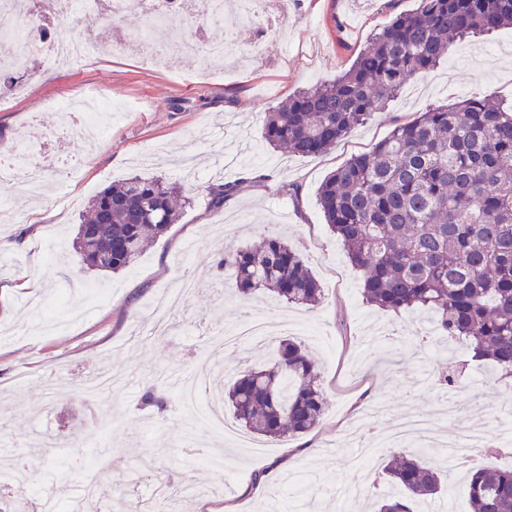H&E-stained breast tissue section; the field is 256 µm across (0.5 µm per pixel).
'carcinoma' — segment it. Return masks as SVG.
<instances>
[{
    "label": "carcinoma",
    "instance_id": "1",
    "mask_svg": "<svg viewBox=\"0 0 512 512\" xmlns=\"http://www.w3.org/2000/svg\"><path fill=\"white\" fill-rule=\"evenodd\" d=\"M512 27V0H418L333 82L298 92L268 112L273 150L323 154L395 97L406 81L448 58L457 41ZM184 186L135 175L91 200L73 250L90 269L130 268L179 218ZM326 224L362 273L372 305L427 311L440 333L464 343L473 361L512 376V107L489 96L432 106L351 157L320 184ZM217 268L242 295L270 292L314 306L321 288L301 253L276 233L224 253ZM236 418L271 438L311 432L326 397L306 348L278 341L272 360L240 374L227 392ZM384 469L398 491L379 512H414L441 491L445 475L417 451L398 448ZM471 512H512V468L469 471Z\"/></svg>",
    "mask_w": 512,
    "mask_h": 512
}]
</instances>
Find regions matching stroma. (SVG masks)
Segmentation results:
<instances>
[{
  "instance_id": "35a3bbf8",
  "label": "stroma",
  "mask_w": 512,
  "mask_h": 512,
  "mask_svg": "<svg viewBox=\"0 0 512 512\" xmlns=\"http://www.w3.org/2000/svg\"><path fill=\"white\" fill-rule=\"evenodd\" d=\"M418 0H288L269 19L243 21L225 10L219 23L198 21L201 35L231 34L242 55L229 61L233 78L216 75L205 55L166 66L140 60L136 48L118 45L104 17L81 12L70 36L94 43L91 63L70 68L40 57L16 88L0 92V154L12 151L37 119L52 139L54 164L37 194L0 190V469L27 463V483L66 504L86 495L82 475L103 461L102 487L120 488L125 500L150 486L154 475L191 486L222 488L219 497H197L186 512H370L393 490L382 457L356 465L358 450L342 438L349 419L370 399L388 416L424 413L454 400L460 421L436 420L427 439L429 464L447 465L440 442L465 437L474 426L493 429L512 420V382L501 383L493 366L471 360L450 342L447 354L428 348L436 326L430 316L382 310L366 302L362 275L330 232L317 202L323 179L352 155L384 139L396 123L433 104L489 95L512 105V29L459 42L433 71L409 80L382 111L318 156L268 148L263 119L288 96L336 78L396 14ZM125 104L107 120L93 148L68 136L72 123L59 101L84 92ZM79 164L80 175L69 168ZM134 174L180 178L191 199L129 270L86 268L72 256V242L93 197L112 181ZM232 186L223 205L210 187ZM286 232L319 280L322 300L294 307L269 294L245 297L221 289L216 265L224 248L257 243L269 226ZM201 288L174 311L166 338L154 340V304L178 288L183 272ZM288 314L285 337L304 344L318 371L327 409L317 428L299 437L265 440L266 457H253L224 438L201 435L193 417L178 408L176 380L201 365L209 390H224L234 377L266 355L264 343L206 359L215 332L240 321L244 310ZM464 363L459 387L438 377L445 360ZM124 373L112 396L88 399L86 377L103 368ZM161 388L165 409L143 406L147 387ZM48 434L59 469L31 461L38 436ZM220 453L223 469L198 461L199 450ZM304 469L308 489L274 484L255 493L256 472ZM458 512H470L465 474L448 467Z\"/></svg>"
}]
</instances>
